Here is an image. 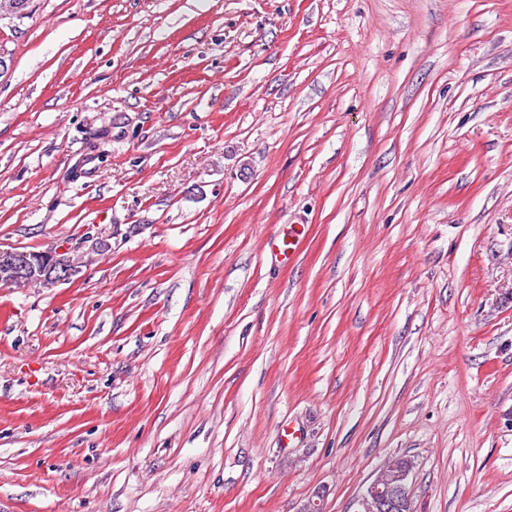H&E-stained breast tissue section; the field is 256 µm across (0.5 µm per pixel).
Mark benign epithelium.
<instances>
[{
  "instance_id": "7a95c632",
  "label": "benign epithelium",
  "mask_w": 512,
  "mask_h": 512,
  "mask_svg": "<svg viewBox=\"0 0 512 512\" xmlns=\"http://www.w3.org/2000/svg\"><path fill=\"white\" fill-rule=\"evenodd\" d=\"M28 0H0V19L27 13ZM67 248L59 246L50 252L30 254L25 251L0 250V284L22 280H39L47 284L72 277V268L62 260ZM410 472L401 469L391 482L371 485L361 499L360 512H403L409 497Z\"/></svg>"
}]
</instances>
